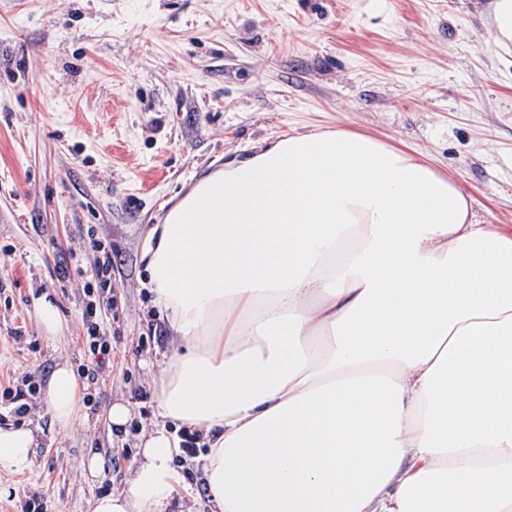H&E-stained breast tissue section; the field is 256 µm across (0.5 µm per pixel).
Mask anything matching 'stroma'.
Segmentation results:
<instances>
[{
	"mask_svg": "<svg viewBox=\"0 0 512 512\" xmlns=\"http://www.w3.org/2000/svg\"><path fill=\"white\" fill-rule=\"evenodd\" d=\"M336 129L407 147L472 199L475 223L512 227V51L489 0H0V386L89 363L87 232L117 265L97 404L65 429L32 398L23 425L40 441L0 472V512L34 495L42 512H90L125 489L176 346L144 286L148 225L225 158ZM45 292L68 326L56 343L33 315ZM114 400L134 431H110Z\"/></svg>",
	"mask_w": 512,
	"mask_h": 512,
	"instance_id": "obj_1",
	"label": "stroma"
}]
</instances>
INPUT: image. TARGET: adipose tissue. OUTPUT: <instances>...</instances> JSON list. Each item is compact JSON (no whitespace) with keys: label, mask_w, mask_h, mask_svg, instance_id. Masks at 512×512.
<instances>
[{"label":"adipose tissue","mask_w":512,"mask_h":512,"mask_svg":"<svg viewBox=\"0 0 512 512\" xmlns=\"http://www.w3.org/2000/svg\"><path fill=\"white\" fill-rule=\"evenodd\" d=\"M181 347L164 420L91 512H179L176 431L203 433L210 512H512V230L407 150L286 134L208 174L146 231ZM80 380L52 372L70 426ZM28 428H0V472Z\"/></svg>","instance_id":"obj_1"}]
</instances>
